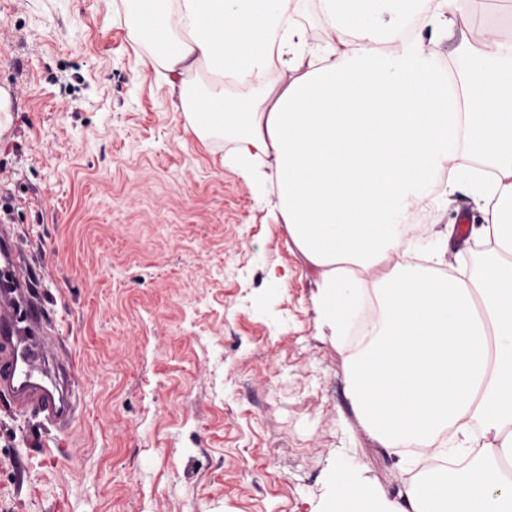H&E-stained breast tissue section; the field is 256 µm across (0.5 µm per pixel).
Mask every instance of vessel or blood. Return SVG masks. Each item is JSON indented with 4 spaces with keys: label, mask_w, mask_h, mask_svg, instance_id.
Returning <instances> with one entry per match:
<instances>
[{
    "label": "vessel or blood",
    "mask_w": 512,
    "mask_h": 512,
    "mask_svg": "<svg viewBox=\"0 0 512 512\" xmlns=\"http://www.w3.org/2000/svg\"><path fill=\"white\" fill-rule=\"evenodd\" d=\"M20 262L13 236L0 234V394L16 411L37 410L62 429L77 410L64 384L71 370L53 372L44 357V306L29 289Z\"/></svg>",
    "instance_id": "b4317fda"
}]
</instances>
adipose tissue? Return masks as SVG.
Instances as JSON below:
<instances>
[{
    "mask_svg": "<svg viewBox=\"0 0 512 512\" xmlns=\"http://www.w3.org/2000/svg\"><path fill=\"white\" fill-rule=\"evenodd\" d=\"M122 0L144 69L185 90L184 131L227 135L240 175L274 184L272 211L309 262L333 333L354 275L380 270L382 317L352 357L356 417L382 447L436 461L405 494L337 468L333 512H512V36L475 26L482 0ZM459 31L454 56L412 24ZM468 177L486 250L468 276L419 269L415 211ZM300 5L301 20L308 28L310 42H321L324 39V31L321 19L316 12L315 2L313 0H302Z\"/></svg>",
    "mask_w": 512,
    "mask_h": 512,
    "instance_id": "1",
    "label": "adipose tissue"
}]
</instances>
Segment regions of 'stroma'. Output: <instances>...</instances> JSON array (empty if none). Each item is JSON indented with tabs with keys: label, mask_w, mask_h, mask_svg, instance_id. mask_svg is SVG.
<instances>
[{
	"label": "stroma",
	"mask_w": 512,
	"mask_h": 512,
	"mask_svg": "<svg viewBox=\"0 0 512 512\" xmlns=\"http://www.w3.org/2000/svg\"><path fill=\"white\" fill-rule=\"evenodd\" d=\"M143 53L120 0H0V222L78 406L59 430L0 396V512H329L340 464L398 496L308 262ZM426 220L413 257L460 274L467 183Z\"/></svg>",
	"instance_id": "1"
}]
</instances>
